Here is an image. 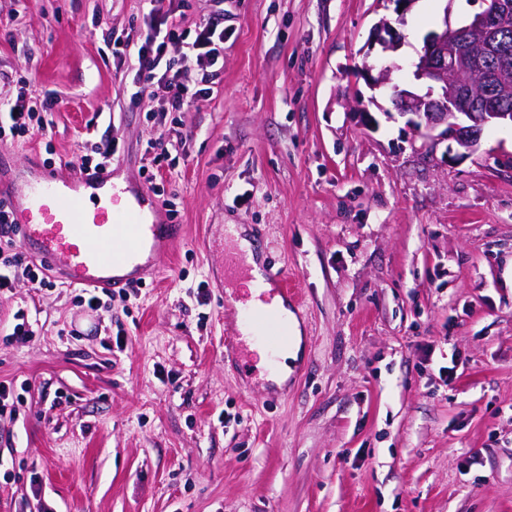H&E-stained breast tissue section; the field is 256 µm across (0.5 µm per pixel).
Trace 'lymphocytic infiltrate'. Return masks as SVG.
<instances>
[{"label":"lymphocytic infiltrate","mask_w":512,"mask_h":512,"mask_svg":"<svg viewBox=\"0 0 512 512\" xmlns=\"http://www.w3.org/2000/svg\"><path fill=\"white\" fill-rule=\"evenodd\" d=\"M199 22L185 24L183 16L167 7L166 0H149V31L138 48V71L132 102L161 99L164 112H182L194 98L203 96L202 86L215 76L224 62L223 0ZM17 228L9 210L0 201V293L11 291L21 281L32 287H55L42 264L24 256L16 244Z\"/></svg>","instance_id":"lymphocytic-infiltrate-1"}]
</instances>
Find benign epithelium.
Listing matches in <instances>:
<instances>
[{
	"mask_svg": "<svg viewBox=\"0 0 512 512\" xmlns=\"http://www.w3.org/2000/svg\"><path fill=\"white\" fill-rule=\"evenodd\" d=\"M476 2L478 10L463 23L455 25L445 14L426 35L413 72L415 80L427 84L425 93L391 83L396 68L393 63L365 62L358 70L370 89L390 86V100L398 114L407 118V126L425 130L429 138L451 140L468 153L478 145L487 126H512V111L496 103L499 82L512 70V59L499 44L500 31L512 17V4L507 0ZM473 40L497 58L496 68L490 70L480 60L464 54L463 48ZM369 43L380 45L385 52H394L401 45V36L383 19L372 28ZM465 95L481 96L483 109L461 107Z\"/></svg>",
	"mask_w": 512,
	"mask_h": 512,
	"instance_id": "7a95c632",
	"label": "benign epithelium"
}]
</instances>
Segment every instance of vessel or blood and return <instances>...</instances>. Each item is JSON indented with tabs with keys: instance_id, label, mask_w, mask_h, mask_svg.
Returning <instances> with one entry per match:
<instances>
[{
	"instance_id": "b4317fda",
	"label": "vessel or blood",
	"mask_w": 512,
	"mask_h": 512,
	"mask_svg": "<svg viewBox=\"0 0 512 512\" xmlns=\"http://www.w3.org/2000/svg\"><path fill=\"white\" fill-rule=\"evenodd\" d=\"M6 201L24 254L70 284L115 294L144 283L161 254L185 234L184 225L162 217L158 204H146L108 168H78L64 178L47 164L30 167L13 178ZM265 278L271 295L299 310L300 298L289 288L284 269L268 267ZM243 326L247 337L233 336L225 344L235 356L247 338L274 354L290 340L287 320L267 302L248 307Z\"/></svg>"
}]
</instances>
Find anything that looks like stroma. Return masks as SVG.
Instances as JSON below:
<instances>
[{
  "instance_id": "stroma-1",
  "label": "stroma",
  "mask_w": 512,
  "mask_h": 512,
  "mask_svg": "<svg viewBox=\"0 0 512 512\" xmlns=\"http://www.w3.org/2000/svg\"><path fill=\"white\" fill-rule=\"evenodd\" d=\"M447 6L416 0L397 23L392 83L414 86ZM149 10L0 0V101L55 100L51 135L0 150L65 174L107 138L148 194L146 148L168 130L162 183L187 230L93 318L72 288L0 295V332L20 309L38 323L0 343L22 396L0 415V512H512V129L450 159L372 95L355 69L380 0H224V70L161 127V101L130 100ZM361 96L377 129L356 124ZM230 224L303 304L281 387L257 350L224 354L252 298Z\"/></svg>"
}]
</instances>
